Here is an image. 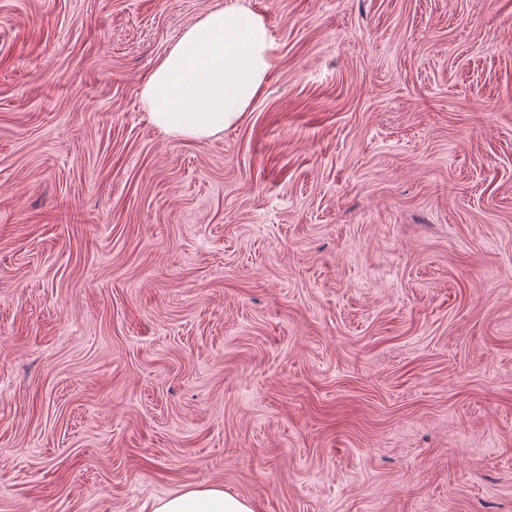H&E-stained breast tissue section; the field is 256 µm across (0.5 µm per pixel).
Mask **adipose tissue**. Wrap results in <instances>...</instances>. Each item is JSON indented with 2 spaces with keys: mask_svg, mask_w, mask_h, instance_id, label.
Wrapping results in <instances>:
<instances>
[{
  "mask_svg": "<svg viewBox=\"0 0 512 512\" xmlns=\"http://www.w3.org/2000/svg\"><path fill=\"white\" fill-rule=\"evenodd\" d=\"M263 20L240 0L189 25L146 77L150 122L173 137L206 140L236 125L262 93L276 51ZM151 512H256L221 488L189 487L156 500Z\"/></svg>",
  "mask_w": 512,
  "mask_h": 512,
  "instance_id": "1",
  "label": "adipose tissue"
}]
</instances>
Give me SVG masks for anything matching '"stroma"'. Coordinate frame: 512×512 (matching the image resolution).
I'll return each mask as SVG.
<instances>
[{"label": "stroma", "mask_w": 512, "mask_h": 512, "mask_svg": "<svg viewBox=\"0 0 512 512\" xmlns=\"http://www.w3.org/2000/svg\"><path fill=\"white\" fill-rule=\"evenodd\" d=\"M229 0H0V512H512V0H243L239 124L141 83ZM151 512H256L253 503L222 488L189 487L182 492L156 500Z\"/></svg>", "instance_id": "1"}]
</instances>
